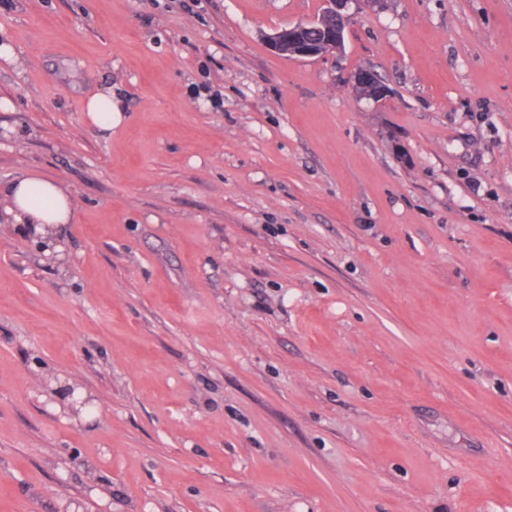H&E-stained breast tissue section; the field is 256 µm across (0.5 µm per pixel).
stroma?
Returning <instances> with one entry per match:
<instances>
[{
  "label": "stroma",
  "mask_w": 512,
  "mask_h": 512,
  "mask_svg": "<svg viewBox=\"0 0 512 512\" xmlns=\"http://www.w3.org/2000/svg\"><path fill=\"white\" fill-rule=\"evenodd\" d=\"M322 6L0 0V512H512V0ZM358 0H324V9L313 21L298 23L265 36L272 51L289 57L317 58L334 51H340L344 45L349 4ZM309 25H318L323 31L320 42H310L303 38V31ZM377 80V76L370 69H361L354 75V84L359 91L368 89L376 99L382 100L388 96V89ZM374 97L372 98L375 99ZM87 112L94 124L102 130L112 128V122L118 121L120 118L111 91L102 92L92 97L87 103ZM5 200L0 223L21 224L25 230L51 245L52 229L71 221L74 200L63 184L40 176L16 178L1 186L0 198Z\"/></svg>",
  "instance_id": "obj_1"
}]
</instances>
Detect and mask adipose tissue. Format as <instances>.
<instances>
[{"instance_id": "adipose-tissue-1", "label": "adipose tissue", "mask_w": 512, "mask_h": 512, "mask_svg": "<svg viewBox=\"0 0 512 512\" xmlns=\"http://www.w3.org/2000/svg\"><path fill=\"white\" fill-rule=\"evenodd\" d=\"M6 206L0 222L23 225L42 240H50L52 229L70 223L74 200L63 184L40 176H24L0 185Z\"/></svg>"}]
</instances>
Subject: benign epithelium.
I'll return each instance as SVG.
<instances>
[{"label": "benign epithelium", "instance_id": "obj_1", "mask_svg": "<svg viewBox=\"0 0 512 512\" xmlns=\"http://www.w3.org/2000/svg\"><path fill=\"white\" fill-rule=\"evenodd\" d=\"M361 0H324V9L311 23H298L265 36L272 51L289 57L317 58L334 51L344 45L348 15L346 10L352 3ZM316 25L323 31L321 41L313 43L303 38V31L309 25ZM357 89H367L372 95L382 100L388 96L386 86L377 81V76L369 69H361L354 75Z\"/></svg>", "mask_w": 512, "mask_h": 512}]
</instances>
